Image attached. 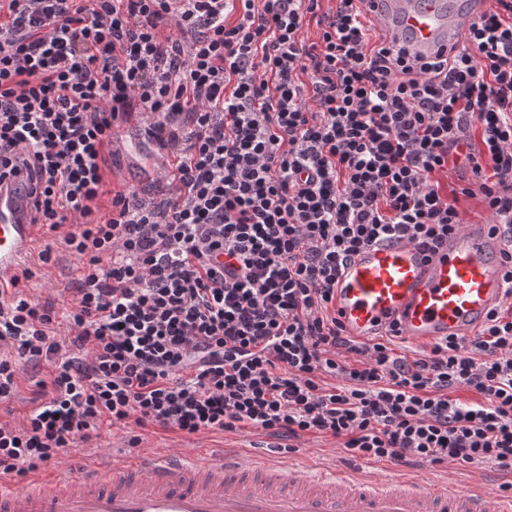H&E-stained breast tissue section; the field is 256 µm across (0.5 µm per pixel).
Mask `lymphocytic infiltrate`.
I'll list each match as a JSON object with an SVG mask.
<instances>
[{
    "label": "lymphocytic infiltrate",
    "instance_id": "lymphocytic-infiltrate-1",
    "mask_svg": "<svg viewBox=\"0 0 512 512\" xmlns=\"http://www.w3.org/2000/svg\"><path fill=\"white\" fill-rule=\"evenodd\" d=\"M366 18L363 0H0V181L27 163L39 261L82 265L65 321L0 297V403L27 365L54 367L38 407L0 421V479L106 422L512 473V0L427 60ZM139 113L176 160L161 200L111 188L112 141ZM452 164L500 228L505 303L413 358L349 340L330 308L341 267L447 241Z\"/></svg>",
    "mask_w": 512,
    "mask_h": 512
}]
</instances>
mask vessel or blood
Returning <instances> with one entry per match:
<instances>
[{"label":"vessel or blood","mask_w":512,"mask_h":512,"mask_svg":"<svg viewBox=\"0 0 512 512\" xmlns=\"http://www.w3.org/2000/svg\"><path fill=\"white\" fill-rule=\"evenodd\" d=\"M490 0H365L368 17L409 57L460 48ZM24 166L0 183V292L13 288L44 232L33 223ZM500 232L466 224L438 251L391 240L342 267L331 308L344 334L369 342L398 324L406 342L428 347L473 337L504 299ZM0 512H512L495 480L462 490L450 480L414 485L392 472L378 478L313 474L277 454L244 456L145 451L79 472L41 477L39 487L0 480Z\"/></svg>","instance_id":"b4317fda"}]
</instances>
